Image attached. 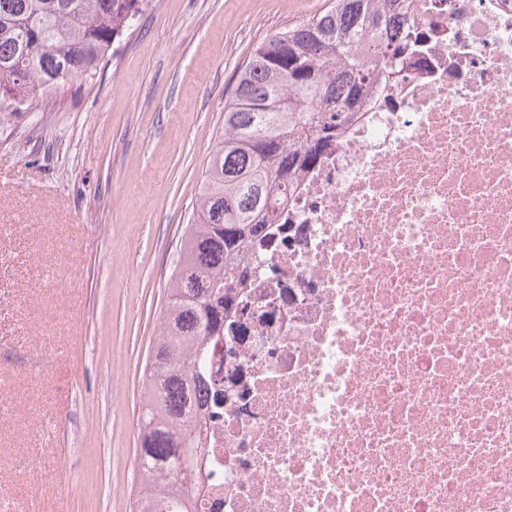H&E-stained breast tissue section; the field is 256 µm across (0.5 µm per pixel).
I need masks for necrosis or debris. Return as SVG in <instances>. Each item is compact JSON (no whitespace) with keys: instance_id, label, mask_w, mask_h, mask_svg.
I'll return each instance as SVG.
<instances>
[{"instance_id":"1","label":"necrosis or debris","mask_w":512,"mask_h":512,"mask_svg":"<svg viewBox=\"0 0 512 512\" xmlns=\"http://www.w3.org/2000/svg\"><path fill=\"white\" fill-rule=\"evenodd\" d=\"M412 24L235 263L196 512H512V0Z\"/></svg>"}]
</instances>
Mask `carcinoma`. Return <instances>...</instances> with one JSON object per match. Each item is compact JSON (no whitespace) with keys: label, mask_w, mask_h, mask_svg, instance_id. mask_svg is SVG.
Listing matches in <instances>:
<instances>
[{"label":"carcinoma","mask_w":512,"mask_h":512,"mask_svg":"<svg viewBox=\"0 0 512 512\" xmlns=\"http://www.w3.org/2000/svg\"><path fill=\"white\" fill-rule=\"evenodd\" d=\"M141 4L0 0V104L93 77ZM415 10V0H328L256 45L239 71L145 364L133 512H156L157 495L168 512H193L201 434L223 414L212 372L236 306L228 262L264 242L258 226L274 223L296 171L411 65Z\"/></svg>","instance_id":"1"}]
</instances>
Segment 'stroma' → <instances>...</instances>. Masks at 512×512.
I'll list each match as a JSON object with an SVG mask.
<instances>
[{
    "label": "stroma",
    "instance_id": "obj_1",
    "mask_svg": "<svg viewBox=\"0 0 512 512\" xmlns=\"http://www.w3.org/2000/svg\"><path fill=\"white\" fill-rule=\"evenodd\" d=\"M326 0H144L94 78L0 105V503L130 512L144 366L224 106Z\"/></svg>",
    "mask_w": 512,
    "mask_h": 512
}]
</instances>
